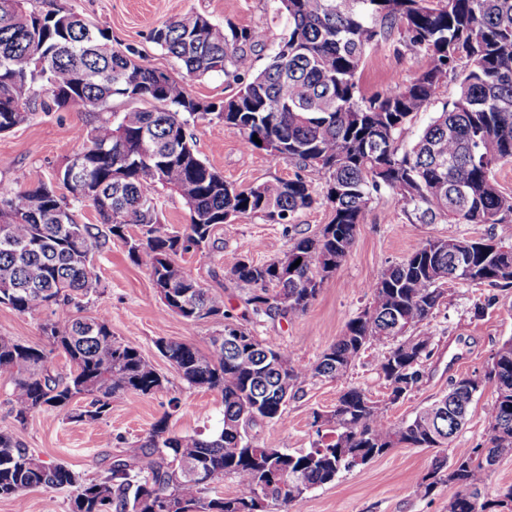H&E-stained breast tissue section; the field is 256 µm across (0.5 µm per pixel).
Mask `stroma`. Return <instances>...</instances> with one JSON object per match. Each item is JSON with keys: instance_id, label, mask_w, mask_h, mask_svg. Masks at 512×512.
<instances>
[{"instance_id": "35a3bbf8", "label": "stroma", "mask_w": 512, "mask_h": 512, "mask_svg": "<svg viewBox=\"0 0 512 512\" xmlns=\"http://www.w3.org/2000/svg\"><path fill=\"white\" fill-rule=\"evenodd\" d=\"M37 6L45 12L64 7L80 14L104 29L113 44L134 49L145 64L177 79L184 74L180 63L150 38L153 28L171 18L197 12L219 24L230 21L264 29L265 45L254 54L259 69L266 66L273 48L288 31L275 0H38ZM423 64L422 56L406 49L379 45L366 58L361 91L368 96L394 78H413ZM89 119L84 111L38 109L26 122L0 134V183L19 189L34 177L50 178L78 152L75 133ZM191 131L201 159L237 187L288 180L298 173L315 189L325 185L317 170L301 171L289 161L272 160L264 150L243 148L236 128L200 121ZM330 220L331 211L321 202L296 212L286 224L259 215L238 217L217 227L209 251L186 253L178 261L193 278L223 295L231 323L246 326L258 339L288 350L300 363L312 364L367 304L365 284L374 282L383 269L400 262L424 240H512V224L418 223L413 213L404 212L395 195L383 192L374 195L356 228L349 255L324 282L305 314L274 319L254 316L245 304V290L225 276V260L244 256L263 263L281 257L296 238L313 234ZM93 263L100 286L88 297V314L107 315L117 340L148 355L167 378L164 389L151 395L128 393L114 398L111 410L95 421L71 422L58 411L45 409L21 424L8 403L13 383L0 377V431L13 434L40 459L67 463L86 479L102 476L112 460L139 445L161 417H168L171 430L182 435L210 432L220 426L223 417L220 394L189 386L155 347L156 338L164 336L207 349L218 325L208 319L188 322L177 314L162 313L147 270L130 261L121 241H112L95 252ZM446 289L445 301L427 324L434 338L432 354L424 363L417 387L404 400L388 404L379 374L386 349L374 346L361 353L343 378H309L298 383L288 396L282 421L257 426L255 438L291 452L312 447L317 439L314 413L331 411L342 390L351 386L385 404L388 418L397 423L446 393L452 379L483 378L494 353L512 338V287L455 282ZM72 315L69 309L21 314L2 305L0 336L42 345L46 342L43 324L50 319L63 322ZM495 398L494 382L484 380L454 447L468 448L487 440V411ZM435 456L432 448L392 449L341 473L335 482L310 490L290 505L289 512H448L456 492L454 484L438 485L426 497L417 494L412 485L413 479L428 472ZM0 512H70V492L33 488L19 498L0 499Z\"/></svg>"}]
</instances>
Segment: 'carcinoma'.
Returning a JSON list of instances; mask_svg holds the SVG:
<instances>
[{"mask_svg":"<svg viewBox=\"0 0 512 512\" xmlns=\"http://www.w3.org/2000/svg\"><path fill=\"white\" fill-rule=\"evenodd\" d=\"M288 34L267 66L254 69L253 52L266 41L260 28L220 25L186 14L154 28L151 40L180 61L176 79L137 58L131 48L110 46V37L71 10L43 12L36 0H0V134L29 118L34 87L50 92L46 112L76 109L93 121L76 131L81 167L61 169L67 193L39 178L26 189L0 184V305L40 313L71 305L73 295L97 290L94 252L116 239L130 260L145 268L165 310L194 322L209 318L225 326L224 297L198 284L176 256L204 252L215 229L230 219L261 215L284 224L299 210L323 200L332 218L314 235L293 242L284 257L299 263L288 279L276 261L236 259L225 273L250 287L246 304L256 316L305 313L323 282L349 254L357 224L373 195L389 191L422 224H504L512 218V193L499 189L494 171L512 162V0H278ZM396 43L426 59L409 80L398 79L366 97L359 85L369 51ZM213 72L242 81L217 106L189 92L187 79ZM454 74L455 98L401 150L399 139L413 116L427 111L441 84ZM115 97L133 104L110 110ZM217 120L235 127L247 149H265L325 175L323 194L297 174L288 180L237 188L203 161L191 124ZM262 145H257L256 140ZM178 194L189 222L170 233L159 222L160 191ZM89 206L97 224H80L74 212ZM140 227L133 235L129 226ZM475 240L429 238L366 286L371 301L317 362H297L288 350L261 343L239 326L240 336L212 338L203 351L164 336V357L189 385L220 393L221 429L181 435L156 421L146 440L116 457L105 475L82 478L63 463L48 464L15 437L0 431V498L33 487L69 488L71 512H151L167 501L168 512H240L239 505L267 487L269 506L297 501L282 480L287 473L311 490L333 483L343 471L368 463L401 445L448 447L465 425L479 391L469 376L448 393L391 422L386 407L362 389L343 391L329 415L334 438L290 452L259 443L251 429L283 417L285 390L307 378L345 376L361 351L390 345L380 365L389 403L410 394L422 377L434 337L423 324L444 297L448 268L462 263V282L512 287V243H482L469 255L451 246ZM50 348L0 336V376L14 384L15 419L23 423L42 409L75 422L101 418L112 399L152 394L165 377L137 348L112 336L106 315L48 321ZM65 363H55V354ZM483 379L496 384L488 410L489 437L471 448H453L415 481L429 495L437 485L457 487L449 512H512V484L493 498L484 495L489 465L512 456V338L492 357ZM91 401L79 409V398ZM202 468L208 482L176 481L181 460ZM229 477L238 487L224 496L215 484Z\"/></svg>","mask_w":512,"mask_h":512,"instance_id":"carcinoma-1","label":"carcinoma"}]
</instances>
